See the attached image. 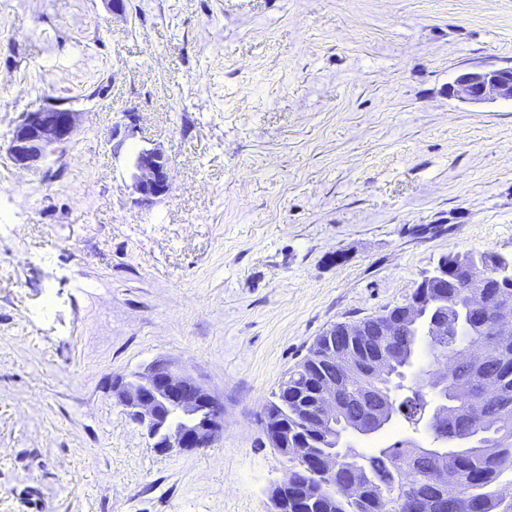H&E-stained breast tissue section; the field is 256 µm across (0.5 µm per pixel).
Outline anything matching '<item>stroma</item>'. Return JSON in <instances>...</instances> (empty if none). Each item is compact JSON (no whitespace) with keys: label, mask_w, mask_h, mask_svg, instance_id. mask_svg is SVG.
<instances>
[{"label":"stroma","mask_w":512,"mask_h":512,"mask_svg":"<svg viewBox=\"0 0 512 512\" xmlns=\"http://www.w3.org/2000/svg\"><path fill=\"white\" fill-rule=\"evenodd\" d=\"M512 0H0V512H271L261 415L332 324L451 251L512 255ZM82 114L24 170L21 112ZM172 164L141 204L118 113ZM163 359L224 404L160 455L112 396ZM455 87L453 93L468 103L512 101V68L467 70L457 76ZM121 118L112 125V140L122 135L123 140L133 139L138 132V113L127 109L122 111Z\"/></svg>","instance_id":"35a3bbf8"}]
</instances>
